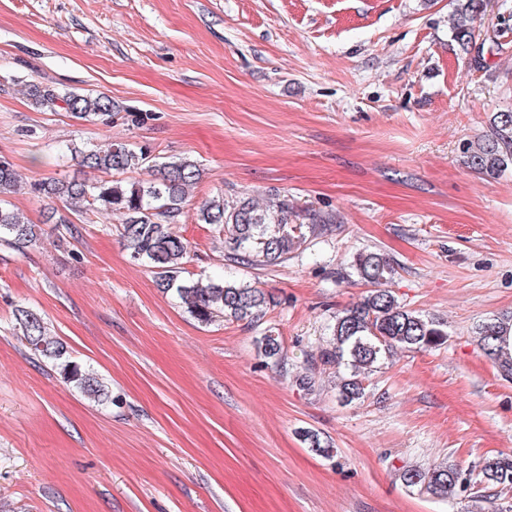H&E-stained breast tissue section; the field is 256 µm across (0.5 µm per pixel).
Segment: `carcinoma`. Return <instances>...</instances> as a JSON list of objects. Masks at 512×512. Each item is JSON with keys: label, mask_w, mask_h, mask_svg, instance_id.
Returning a JSON list of instances; mask_svg holds the SVG:
<instances>
[{"label": "carcinoma", "mask_w": 512, "mask_h": 512, "mask_svg": "<svg viewBox=\"0 0 512 512\" xmlns=\"http://www.w3.org/2000/svg\"><path fill=\"white\" fill-rule=\"evenodd\" d=\"M483 8L484 0H465L461 8L465 20L454 28V40L464 53L476 41L473 20ZM28 95L34 105L58 107L76 119L108 121L115 115L112 99L104 95L61 94L38 84L29 85ZM467 164L490 178L512 164V111L492 116L490 134L467 148ZM79 165L108 178L89 181L51 176L29 184L30 193L46 202L47 219L57 225L58 241L76 239V220L89 211L120 214L123 245L132 257L148 265L160 288L174 291L198 323L208 325L224 317L252 324L265 316L273 297L264 289L225 279L204 284L186 269L191 245L172 230V225L181 223L190 202L189 188L200 179V169L194 161H158L145 151L112 143L103 150L79 152ZM143 166L153 169L154 179L121 178ZM17 184L14 165L0 157V246L22 251L35 242L38 230L7 200ZM195 209L199 223L222 228L224 256L246 266H276L288 261L307 235L315 231L314 224L298 222L300 215L285 198L277 199L272 208H263L252 197L226 199L217 195L195 202ZM354 268L369 290L360 302L336 312L329 348L321 354L322 361L342 370L336 390L343 404L367 396L370 376L395 351L433 348L447 336L440 323L399 303L394 291L388 288L396 269L382 254L360 253ZM16 320L31 350L55 362L67 383L97 400H109V387L103 379L67 357L64 346L47 335L40 315L20 307L16 309ZM476 337L482 354L499 367L505 380L512 381V315L483 321L476 328ZM260 348L265 358L277 363L284 361L279 337L263 336ZM401 475L406 486L433 497L446 498L459 490L482 499V489L512 486V455L486 458L479 469L468 473L441 462L427 468H407Z\"/></svg>", "instance_id": "obj_1"}]
</instances>
